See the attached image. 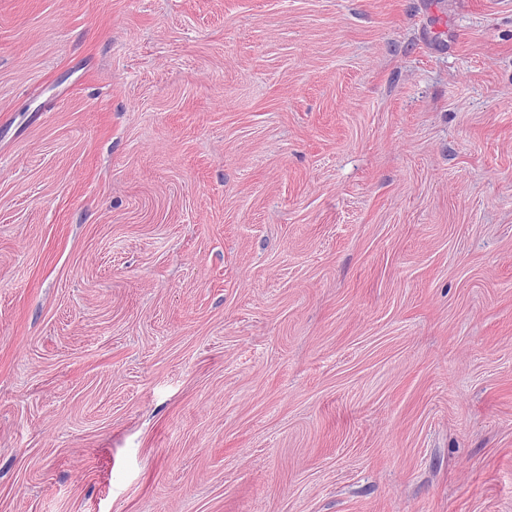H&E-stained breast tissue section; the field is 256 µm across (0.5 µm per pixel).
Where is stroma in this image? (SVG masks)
<instances>
[{"mask_svg":"<svg viewBox=\"0 0 512 512\" xmlns=\"http://www.w3.org/2000/svg\"><path fill=\"white\" fill-rule=\"evenodd\" d=\"M0 512H512V0H0Z\"/></svg>","mask_w":512,"mask_h":512,"instance_id":"obj_1","label":"stroma"}]
</instances>
